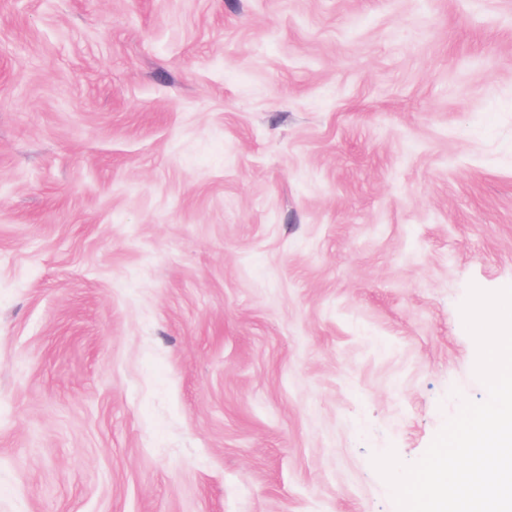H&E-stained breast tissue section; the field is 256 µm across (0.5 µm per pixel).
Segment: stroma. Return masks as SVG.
<instances>
[{
  "instance_id": "35a3bbf8",
  "label": "stroma",
  "mask_w": 512,
  "mask_h": 512,
  "mask_svg": "<svg viewBox=\"0 0 512 512\" xmlns=\"http://www.w3.org/2000/svg\"><path fill=\"white\" fill-rule=\"evenodd\" d=\"M512 285V0H0V512H396Z\"/></svg>"
}]
</instances>
